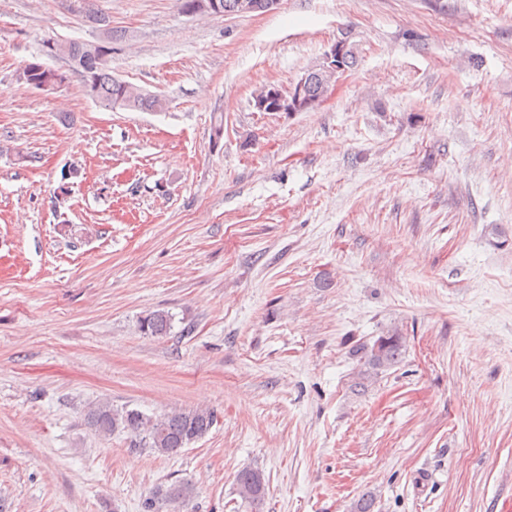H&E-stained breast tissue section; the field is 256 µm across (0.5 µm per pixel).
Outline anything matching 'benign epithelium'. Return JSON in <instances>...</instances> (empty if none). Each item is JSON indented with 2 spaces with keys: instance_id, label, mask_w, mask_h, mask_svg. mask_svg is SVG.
Listing matches in <instances>:
<instances>
[{
  "instance_id": "obj_1",
  "label": "benign epithelium",
  "mask_w": 512,
  "mask_h": 512,
  "mask_svg": "<svg viewBox=\"0 0 512 512\" xmlns=\"http://www.w3.org/2000/svg\"><path fill=\"white\" fill-rule=\"evenodd\" d=\"M280 0H243L237 14L245 16L257 12L272 11ZM323 66L319 71H310L301 75L291 86L284 90L278 86H269L263 97L253 100V107L258 112H299L305 106L309 85L325 76L335 77L350 70L346 54V43L336 38L324 51Z\"/></svg>"
}]
</instances>
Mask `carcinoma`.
Masks as SVG:
<instances>
[{
    "mask_svg": "<svg viewBox=\"0 0 512 512\" xmlns=\"http://www.w3.org/2000/svg\"><path fill=\"white\" fill-rule=\"evenodd\" d=\"M115 34L107 28L103 38L91 44L85 41H49L48 56H59L69 62L70 73L50 68L40 62L25 66V81L35 88L45 82L63 85L74 75L80 81L86 97L100 107L110 110L159 112L165 108L162 96L143 91L112 74V41ZM172 318L165 311H154L141 317L138 328L147 336L163 337L170 334ZM405 349V338L397 334L378 337L373 344L362 346L364 365L359 385L399 362ZM88 426L100 436L126 433L138 445L161 456H174L181 449L198 441L218 423L217 413L208 407L174 410L161 415H147L138 409H120L108 402H99L85 413ZM238 493L249 504L259 507L266 495L264 475L257 469H246L236 476ZM196 496L195 485L189 481L175 482L156 488L142 504V512H186Z\"/></svg>",
    "mask_w": 512,
    "mask_h": 512,
    "instance_id": "carcinoma-1",
    "label": "carcinoma"
}]
</instances>
